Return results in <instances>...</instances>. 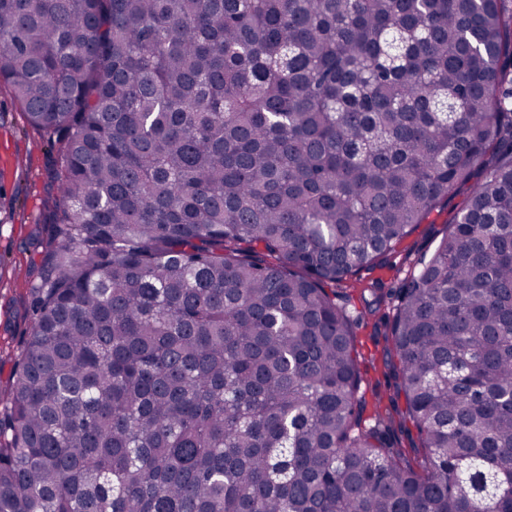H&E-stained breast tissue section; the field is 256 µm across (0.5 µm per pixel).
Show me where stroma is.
I'll return each instance as SVG.
<instances>
[{
	"mask_svg": "<svg viewBox=\"0 0 512 512\" xmlns=\"http://www.w3.org/2000/svg\"><path fill=\"white\" fill-rule=\"evenodd\" d=\"M57 148L32 127L8 88H0V389L6 388L12 359L32 321L30 286L40 261L37 245L48 236L55 194ZM461 195L449 198L434 223L419 225L395 249L390 265L361 272L362 282L377 279L383 288L397 287L410 268L434 247L439 225L451 221ZM363 356L365 422H373L391 391L384 372L383 336L372 325L359 326Z\"/></svg>",
	"mask_w": 512,
	"mask_h": 512,
	"instance_id": "stroma-1",
	"label": "stroma"
}]
</instances>
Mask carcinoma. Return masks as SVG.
<instances>
[{
    "mask_svg": "<svg viewBox=\"0 0 512 512\" xmlns=\"http://www.w3.org/2000/svg\"><path fill=\"white\" fill-rule=\"evenodd\" d=\"M2 85L61 156L0 512H512V0H0ZM462 190L366 426L337 290Z\"/></svg>",
    "mask_w": 512,
    "mask_h": 512,
    "instance_id": "obj_1",
    "label": "carcinoma"
}]
</instances>
